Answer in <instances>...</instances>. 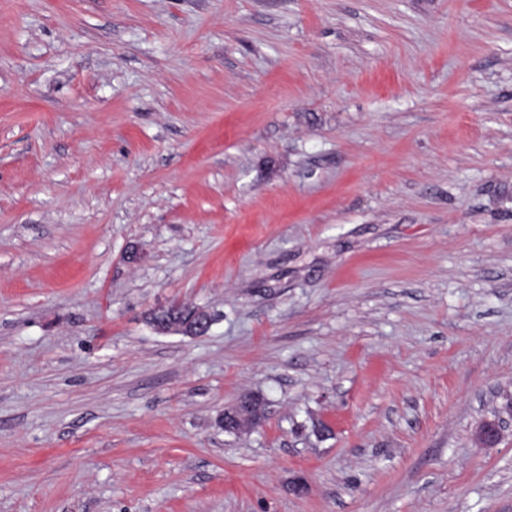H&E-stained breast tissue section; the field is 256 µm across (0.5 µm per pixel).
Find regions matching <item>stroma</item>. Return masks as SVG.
<instances>
[{
    "instance_id": "stroma-1",
    "label": "stroma",
    "mask_w": 512,
    "mask_h": 512,
    "mask_svg": "<svg viewBox=\"0 0 512 512\" xmlns=\"http://www.w3.org/2000/svg\"><path fill=\"white\" fill-rule=\"evenodd\" d=\"M0 512H512V0H0ZM195 308L197 315L195 322L183 326H175L171 331L192 338L204 336L211 328L215 319L213 320V316L208 310L198 306H195Z\"/></svg>"
}]
</instances>
